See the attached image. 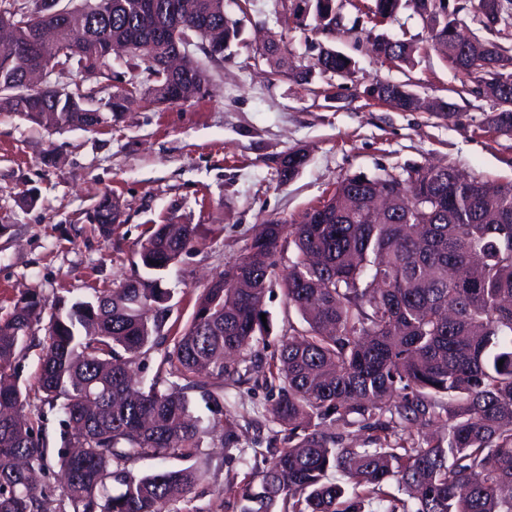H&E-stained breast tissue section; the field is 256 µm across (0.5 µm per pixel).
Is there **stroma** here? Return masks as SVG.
Segmentation results:
<instances>
[{"instance_id": "stroma-1", "label": "stroma", "mask_w": 512, "mask_h": 512, "mask_svg": "<svg viewBox=\"0 0 512 512\" xmlns=\"http://www.w3.org/2000/svg\"><path fill=\"white\" fill-rule=\"evenodd\" d=\"M297 0H224L240 37L221 60L206 58L201 43L191 51L203 60L210 93L189 102L149 105L142 67L116 59L110 69L86 71L69 63L54 85L81 88L94 102L108 99L114 85L129 89L125 109L112 124L51 130L17 114L0 112V319L21 298L36 294L46 310L58 299L89 300L142 273L138 252L158 224H190L197 243L162 273L170 294L162 332L177 336L190 322L198 296L250 243L259 225L300 223L348 175L402 174L417 166L448 165L492 184L512 181V136L487 122L497 109L471 93L468 77L451 69L431 45L430 29L412 8L377 22L373 0H336L342 26L311 32L290 22ZM412 41V64L376 56L379 37ZM280 39L293 64L310 68L309 82L295 81L261 58L270 38ZM351 58L347 76L314 70L320 48ZM406 85L424 100L454 103L447 118L420 109L402 111L374 100L372 84ZM305 151L306 165L288 182L279 160ZM111 197L119 217L109 232L94 218L96 204ZM263 308L270 333L250 351L268 364L276 355L290 311L279 281H272ZM277 387L245 382L224 388V412L237 419L240 441L224 446L221 430L205 437L191 460H141L134 474L192 464L206 477L179 512H241L228 485L255 479L271 455L280 425L267 409ZM34 426L48 452L46 483H60L64 417L45 411Z\"/></svg>"}]
</instances>
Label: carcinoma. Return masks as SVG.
Returning a JSON list of instances; mask_svg holds the SVG:
<instances>
[{
    "instance_id": "1",
    "label": "carcinoma",
    "mask_w": 512,
    "mask_h": 512,
    "mask_svg": "<svg viewBox=\"0 0 512 512\" xmlns=\"http://www.w3.org/2000/svg\"><path fill=\"white\" fill-rule=\"evenodd\" d=\"M0 0V111L45 128H97L124 109L128 90L116 87L96 112L80 90L32 88L25 70L66 49L86 68L104 60L115 42L145 64L149 105L197 99L208 92L205 70L188 61L167 66L174 42L200 38L206 53L224 55L239 37L224 0H65L67 17ZM483 29L512 26V0H469ZM312 30L341 26L335 0H304ZM410 6L429 24L451 66L473 78L499 111L488 122L512 135V49L472 36L466 49L453 31L463 7L448 0H374L372 14L393 19ZM61 28L48 46L39 36ZM410 41L378 38L379 56L409 63ZM261 56L299 82L309 71L288 65L272 40ZM321 71L350 73L351 59L320 49ZM371 94L394 106H419L406 86L378 83ZM391 195L377 224L361 219L367 197ZM190 224H159L141 244L148 277L128 279L92 301L59 300L50 316L35 377L40 406L67 421L59 456L60 489L33 482L47 469V448L25 411L15 360L31 339L44 304L32 294L0 319V512H176L173 505L203 481L194 467L134 475L139 460L190 458L210 429L191 415L189 392L199 390L222 412L224 380L254 370L247 352L269 334L261 320L267 284L279 280L301 326H289L264 382L278 384L268 409L286 427L273 461L236 490L241 512H512V181L459 182L450 166L414 167L407 176L353 174L299 224L262 226L245 252L206 288L162 364L176 382L166 390L132 378L142 350L163 339L168 292L154 274L194 247ZM294 260L279 270L282 243ZM482 256L480 267L472 255ZM503 365H498V362ZM379 433L372 448L345 443L349 416ZM444 431L437 441L407 440L417 425ZM340 471L353 491L327 480ZM408 495L398 497L390 484Z\"/></svg>"
}]
</instances>
